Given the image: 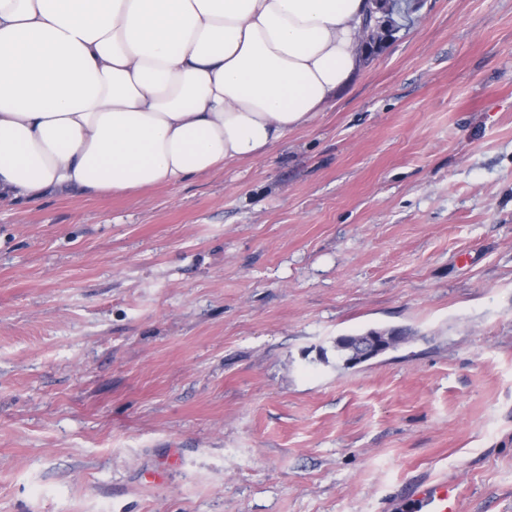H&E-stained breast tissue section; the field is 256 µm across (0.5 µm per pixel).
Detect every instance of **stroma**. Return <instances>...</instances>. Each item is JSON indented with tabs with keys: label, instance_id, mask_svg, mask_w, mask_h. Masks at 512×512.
<instances>
[{
	"label": "stroma",
	"instance_id": "obj_1",
	"mask_svg": "<svg viewBox=\"0 0 512 512\" xmlns=\"http://www.w3.org/2000/svg\"><path fill=\"white\" fill-rule=\"evenodd\" d=\"M404 6L265 157L0 206V512H512V0ZM408 336H401L395 331L370 332L357 337L353 347L352 356L348 359L347 365L354 367L375 359L387 351L397 348L405 342ZM420 505L427 512H457L456 486L448 480H436L423 484L415 491Z\"/></svg>",
	"mask_w": 512,
	"mask_h": 512
}]
</instances>
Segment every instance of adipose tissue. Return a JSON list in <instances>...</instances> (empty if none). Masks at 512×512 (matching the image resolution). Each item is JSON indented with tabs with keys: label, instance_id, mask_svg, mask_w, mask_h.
Segmentation results:
<instances>
[{
	"label": "adipose tissue",
	"instance_id": "1",
	"mask_svg": "<svg viewBox=\"0 0 512 512\" xmlns=\"http://www.w3.org/2000/svg\"><path fill=\"white\" fill-rule=\"evenodd\" d=\"M371 0H0V203L258 159L353 77Z\"/></svg>",
	"mask_w": 512,
	"mask_h": 512
}]
</instances>
